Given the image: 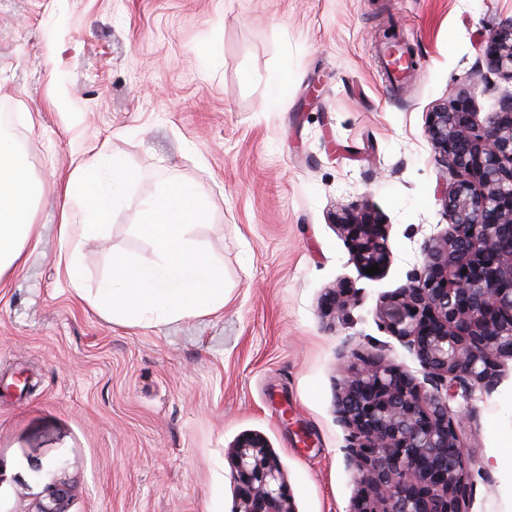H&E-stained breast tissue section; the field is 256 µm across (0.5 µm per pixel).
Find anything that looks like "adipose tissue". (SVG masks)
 <instances>
[{
	"label": "adipose tissue",
	"instance_id": "obj_1",
	"mask_svg": "<svg viewBox=\"0 0 512 512\" xmlns=\"http://www.w3.org/2000/svg\"><path fill=\"white\" fill-rule=\"evenodd\" d=\"M36 183L11 134L0 135V277L18 269L34 235Z\"/></svg>",
	"mask_w": 512,
	"mask_h": 512
}]
</instances>
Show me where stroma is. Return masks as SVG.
<instances>
[{
	"mask_svg": "<svg viewBox=\"0 0 512 512\" xmlns=\"http://www.w3.org/2000/svg\"><path fill=\"white\" fill-rule=\"evenodd\" d=\"M510 18L512 0H0V110L42 182L38 246L0 278V512H32L51 464L70 512H234L229 454L246 433L267 440L296 512H350L343 357L365 348L423 375L375 307L448 225L426 114L460 86L497 111L512 82L476 67ZM391 35L415 61L398 92L378 65ZM103 145L137 181L83 242L86 287L115 254L157 262L135 225L177 175L211 215L188 236L226 279L222 311L124 326L67 288L62 182ZM363 207L387 226L379 278L334 222ZM340 286L359 304L324 316ZM448 405L474 459L470 512H512V362L492 393Z\"/></svg>",
	"mask_w": 512,
	"mask_h": 512,
	"instance_id": "stroma-1",
	"label": "stroma"
}]
</instances>
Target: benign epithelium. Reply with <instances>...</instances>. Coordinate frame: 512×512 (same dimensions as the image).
<instances>
[{
    "label": "benign epithelium",
    "instance_id": "7a95c632",
    "mask_svg": "<svg viewBox=\"0 0 512 512\" xmlns=\"http://www.w3.org/2000/svg\"><path fill=\"white\" fill-rule=\"evenodd\" d=\"M488 72L512 82V20L484 43ZM425 136L452 182L442 206L444 232L429 238L420 267L397 291L380 297V327L399 339L425 375L418 381L372 352L337 380L336 414L346 431V461L363 485L351 512H467L473 459L462 418L448 415L460 390L493 392L500 367L512 360V94L495 112L475 111L460 88L427 113ZM359 269L391 263L385 224L374 213L348 210L338 219ZM356 298L343 288L324 297L328 315L346 314ZM236 512H295L282 467L259 434L233 444ZM73 485L44 483L32 512H69Z\"/></svg>",
    "mask_w": 512,
    "mask_h": 512
}]
</instances>
